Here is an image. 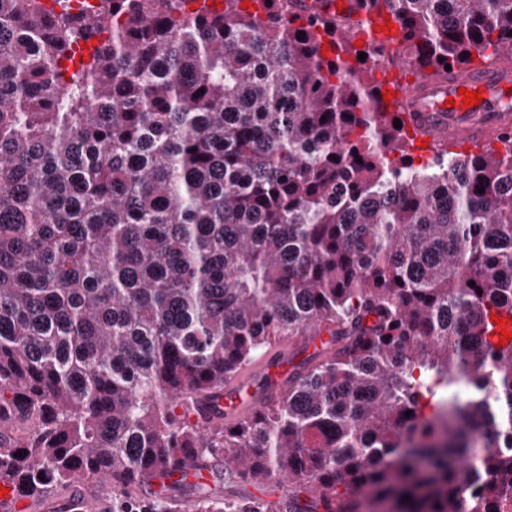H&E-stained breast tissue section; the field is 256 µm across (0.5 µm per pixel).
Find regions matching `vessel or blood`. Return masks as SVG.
<instances>
[{
  "label": "vessel or blood",
  "mask_w": 512,
  "mask_h": 512,
  "mask_svg": "<svg viewBox=\"0 0 512 512\" xmlns=\"http://www.w3.org/2000/svg\"><path fill=\"white\" fill-rule=\"evenodd\" d=\"M383 88L396 96L404 111L406 125L416 143L434 145L439 141L465 146L494 141L512 130V61L494 65L461 67L448 76L423 75L400 79L387 76ZM477 92L480 103L464 105L463 92ZM291 373L289 354H269L249 370L224 385L218 409L231 422L257 411L288 388ZM24 495L12 481L0 477V512H27ZM40 512H113L112 483L102 478L95 483L42 498Z\"/></svg>",
  "instance_id": "b4317fda"
}]
</instances>
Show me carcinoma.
Masks as SVG:
<instances>
[{
	"mask_svg": "<svg viewBox=\"0 0 512 512\" xmlns=\"http://www.w3.org/2000/svg\"><path fill=\"white\" fill-rule=\"evenodd\" d=\"M71 2L0 0V469L39 496L219 454L286 512H512V132L417 165L376 78L512 53V0ZM323 333L278 400L202 414ZM282 486V489L284 490L283 491V494L281 492V488L280 486ZM279 485L273 483V484H269V486H267L264 491L267 495H269L271 497V499H278L279 496L282 494L284 497L282 498V501L281 499L278 500V501H272L270 500L268 497L266 496H263V495H254L250 502L254 505H256V510H259L261 512H268L269 510L271 509H279L281 508V506L284 504V506H286L287 502H288V490L286 489V484L285 482H279Z\"/></svg>",
	"mask_w": 512,
	"mask_h": 512,
	"instance_id": "cac0c4a2",
	"label": "carcinoma"
}]
</instances>
